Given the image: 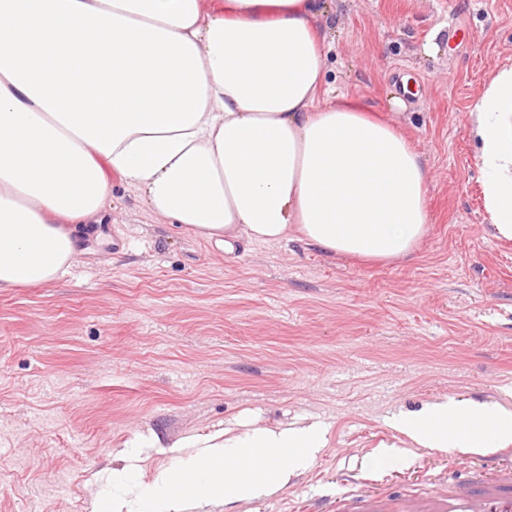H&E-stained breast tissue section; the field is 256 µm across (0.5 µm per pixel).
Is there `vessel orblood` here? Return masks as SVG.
<instances>
[{
    "label": "vessel or blood",
    "instance_id": "b4317fda",
    "mask_svg": "<svg viewBox=\"0 0 512 512\" xmlns=\"http://www.w3.org/2000/svg\"><path fill=\"white\" fill-rule=\"evenodd\" d=\"M337 504L338 512H512V471L503 473L498 484L481 490L452 483L423 499L349 491L338 496Z\"/></svg>",
    "mask_w": 512,
    "mask_h": 512
}]
</instances>
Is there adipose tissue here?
Returning <instances> with one entry per match:
<instances>
[{"mask_svg":"<svg viewBox=\"0 0 512 512\" xmlns=\"http://www.w3.org/2000/svg\"><path fill=\"white\" fill-rule=\"evenodd\" d=\"M323 0H0V291L54 282L74 225L112 219L109 173L160 221L230 253L297 229L328 255L409 256L431 222L408 137L324 88ZM483 195L512 240V66L474 109ZM422 448H504L512 413L469 401L398 420ZM324 425L246 423L181 438L144 470L135 438L91 512H208L312 467Z\"/></svg>","mask_w":512,"mask_h":512,"instance_id":"adipose-tissue-1","label":"adipose tissue"}]
</instances>
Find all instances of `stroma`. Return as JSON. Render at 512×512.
<instances>
[{
	"label": "stroma",
	"instance_id": "obj_1",
	"mask_svg": "<svg viewBox=\"0 0 512 512\" xmlns=\"http://www.w3.org/2000/svg\"><path fill=\"white\" fill-rule=\"evenodd\" d=\"M324 80L409 138L431 222L409 257L295 240L224 254L154 217L120 177L112 222L48 285L0 292V512H90L118 447L298 419L327 446L236 512H303L356 490L437 489L512 465L450 461L393 425L441 399L512 410V241L493 236L471 112L512 66V0H330Z\"/></svg>",
	"mask_w": 512,
	"mask_h": 512
}]
</instances>
